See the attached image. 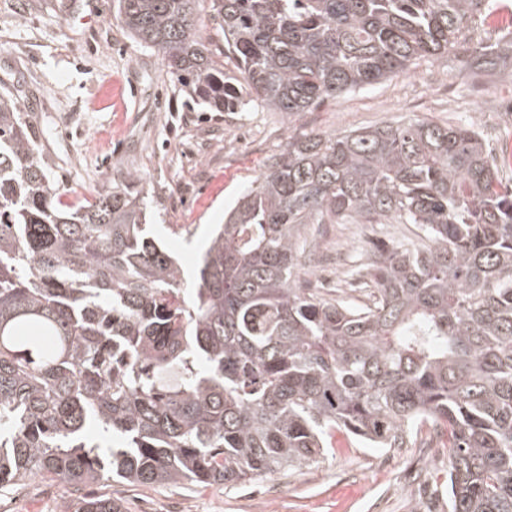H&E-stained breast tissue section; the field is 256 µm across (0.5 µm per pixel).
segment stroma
I'll return each instance as SVG.
<instances>
[{
    "mask_svg": "<svg viewBox=\"0 0 512 512\" xmlns=\"http://www.w3.org/2000/svg\"><path fill=\"white\" fill-rule=\"evenodd\" d=\"M31 117L40 153L66 200L92 199L108 179L142 175L154 233L196 272L224 210L286 147L289 136L341 133L386 121L468 119L494 153L512 151V69L467 73L454 57L288 115L255 106L212 112L180 94L155 50L134 42L117 0H0V91ZM307 279L327 299L348 258L373 242L417 240L411 224L354 239L348 224H310ZM86 493L122 499L126 512H449L448 450L433 426L400 448H373L333 431L309 466L226 485L131 486L109 478ZM64 482L36 478L0 488V512H62Z\"/></svg>",
    "mask_w": 512,
    "mask_h": 512,
    "instance_id": "obj_1",
    "label": "stroma"
}]
</instances>
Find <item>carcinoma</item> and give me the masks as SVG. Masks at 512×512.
I'll list each match as a JSON object with an SVG mask.
<instances>
[{
    "label": "carcinoma",
    "mask_w": 512,
    "mask_h": 512,
    "mask_svg": "<svg viewBox=\"0 0 512 512\" xmlns=\"http://www.w3.org/2000/svg\"><path fill=\"white\" fill-rule=\"evenodd\" d=\"M118 0L198 103L288 115L482 44L492 0ZM32 123L0 92V488L34 477L144 487L301 468L333 430L401 448L448 436L451 512H512V189L474 122L409 119L288 137L224 212L197 284L145 234L142 178L66 202ZM307 224H413L349 270L370 303L302 277ZM63 512H125L77 496ZM196 37L214 50L219 61L224 62V72L237 74L234 63L224 58V34L206 21L205 25L197 27Z\"/></svg>",
    "instance_id": "cac0c4a2"
}]
</instances>
